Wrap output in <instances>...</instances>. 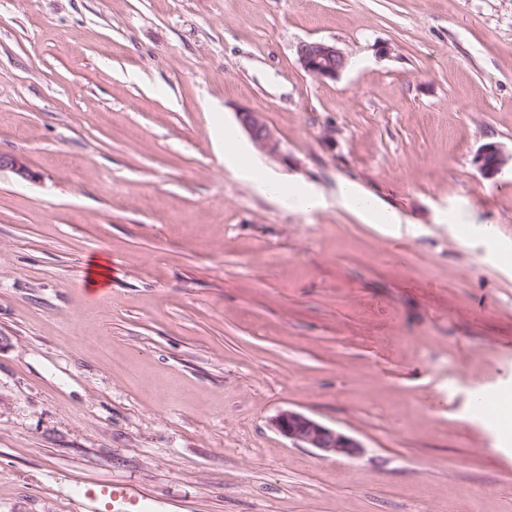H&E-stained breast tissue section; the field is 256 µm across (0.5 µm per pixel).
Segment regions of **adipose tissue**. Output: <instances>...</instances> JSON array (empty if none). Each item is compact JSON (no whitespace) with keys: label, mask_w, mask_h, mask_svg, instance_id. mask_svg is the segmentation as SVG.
I'll use <instances>...</instances> for the list:
<instances>
[{"label":"adipose tissue","mask_w":512,"mask_h":512,"mask_svg":"<svg viewBox=\"0 0 512 512\" xmlns=\"http://www.w3.org/2000/svg\"><path fill=\"white\" fill-rule=\"evenodd\" d=\"M229 148L224 153L225 165L237 178L246 182L258 195L271 199L286 208L311 212L322 207L323 200L311 187L299 182L281 179L265 168L260 161L250 156L241 147L235 146L232 133H225ZM338 207L355 214L363 223L393 225L394 216L374 201L363 198L357 188L343 184L336 195Z\"/></svg>","instance_id":"obj_1"}]
</instances>
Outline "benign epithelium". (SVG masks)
<instances>
[{"label": "benign epithelium", "instance_id": "7a95c632", "mask_svg": "<svg viewBox=\"0 0 512 512\" xmlns=\"http://www.w3.org/2000/svg\"><path fill=\"white\" fill-rule=\"evenodd\" d=\"M297 56L303 70L316 79L336 78L346 68L348 61L341 49L322 40L300 43ZM237 117L258 150L272 156L280 154V142L261 113L241 108ZM511 160L512 153L491 142L477 150L473 164L483 175L493 177ZM3 168L11 169L23 179L31 177L27 164L16 156L1 154L0 169ZM271 425L292 444L315 448L326 455L355 457L362 452V444L354 437L295 410L280 411L272 418Z\"/></svg>", "mask_w": 512, "mask_h": 512}]
</instances>
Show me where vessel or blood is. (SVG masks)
<instances>
[{
	"label": "vessel or blood",
	"mask_w": 512,
	"mask_h": 512,
	"mask_svg": "<svg viewBox=\"0 0 512 512\" xmlns=\"http://www.w3.org/2000/svg\"><path fill=\"white\" fill-rule=\"evenodd\" d=\"M75 495L93 503L96 512H161L162 504L145 490L112 480L76 483Z\"/></svg>",
	"instance_id": "b4317fda"
}]
</instances>
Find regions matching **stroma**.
Returning a JSON list of instances; mask_svg holds the SVG:
<instances>
[{"instance_id": "stroma-1", "label": "stroma", "mask_w": 512, "mask_h": 512, "mask_svg": "<svg viewBox=\"0 0 512 512\" xmlns=\"http://www.w3.org/2000/svg\"><path fill=\"white\" fill-rule=\"evenodd\" d=\"M311 40L338 77L301 68ZM241 107L327 208L226 167ZM489 142L512 152V0H0V153L34 173L0 170V512H86L95 479L170 512H512V434L475 400L512 397ZM288 409L361 454L293 445ZM298 61L305 72L316 79L336 78L347 65V55L335 44L322 40L301 42ZM511 160L512 153H507L501 145L491 142L477 150L473 157V164L484 176L494 177ZM336 206L355 214L364 224H384L391 227L400 224L398 219L374 201L362 198L360 191L345 183L336 195Z\"/></svg>"}]
</instances>
